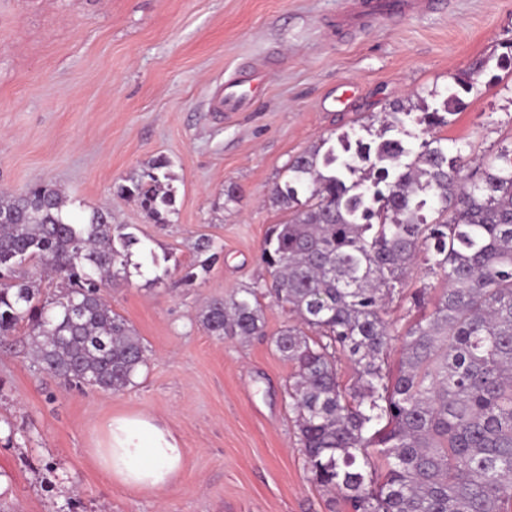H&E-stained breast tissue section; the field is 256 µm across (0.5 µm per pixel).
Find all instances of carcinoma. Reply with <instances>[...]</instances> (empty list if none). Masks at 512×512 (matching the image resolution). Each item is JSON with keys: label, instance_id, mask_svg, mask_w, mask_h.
Returning <instances> with one entry per match:
<instances>
[{"label": "carcinoma", "instance_id": "carcinoma-1", "mask_svg": "<svg viewBox=\"0 0 512 512\" xmlns=\"http://www.w3.org/2000/svg\"><path fill=\"white\" fill-rule=\"evenodd\" d=\"M458 86L425 112L427 129L463 105L472 83ZM412 111L397 101L377 138L343 134L292 157L272 192L286 220L263 241L271 283L198 318L219 338L261 337L266 293L294 315L271 339L292 365L288 409L308 479L348 512H512V148L474 167L434 136L414 153L398 138ZM168 167L159 159L118 187L157 224L175 212ZM67 205L47 183L0 194V336L25 321L40 371L120 392L147 349L102 290L139 239L110 207L77 222ZM197 250L204 271L218 260L209 239ZM32 260L62 281L59 293L15 279ZM419 260L440 277L432 301L425 287L405 293ZM396 299L417 312L401 327L386 319Z\"/></svg>", "mask_w": 512, "mask_h": 512}]
</instances>
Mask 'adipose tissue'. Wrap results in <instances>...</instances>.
<instances>
[{"label": "adipose tissue", "mask_w": 512, "mask_h": 512, "mask_svg": "<svg viewBox=\"0 0 512 512\" xmlns=\"http://www.w3.org/2000/svg\"><path fill=\"white\" fill-rule=\"evenodd\" d=\"M96 453L100 467L133 490L165 489L184 458L174 434L147 413L112 418Z\"/></svg>", "instance_id": "obj_1"}]
</instances>
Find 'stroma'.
I'll use <instances>...</instances> for the list:
<instances>
[{"label": "stroma", "mask_w": 512, "mask_h": 512, "mask_svg": "<svg viewBox=\"0 0 512 512\" xmlns=\"http://www.w3.org/2000/svg\"><path fill=\"white\" fill-rule=\"evenodd\" d=\"M351 0H0V193L38 183L79 216L108 206L142 242L104 291L142 337L147 367L121 392L67 386L33 367L19 324L0 340V512H347L309 482L288 409L291 365L270 342L292 318L263 299L266 336L209 335L198 310L268 281L261 247L289 159L327 137L374 139L393 102L440 106L475 63L500 74L464 94L435 134L477 160L512 143V0L336 26ZM263 90L224 113V82ZM169 162L177 212L156 224L117 188ZM237 201H227L226 185ZM222 252L209 271L194 246ZM147 412L185 456L162 492L99 466L108 421Z\"/></svg>", "instance_id": "35a3bbf8"}]
</instances>
